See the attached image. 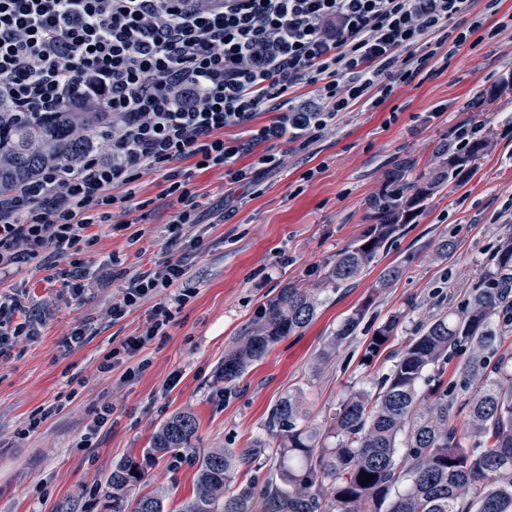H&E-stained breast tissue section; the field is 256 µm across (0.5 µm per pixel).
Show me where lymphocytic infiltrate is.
<instances>
[{
  "label": "lymphocytic infiltrate",
  "instance_id": "1",
  "mask_svg": "<svg viewBox=\"0 0 512 512\" xmlns=\"http://www.w3.org/2000/svg\"><path fill=\"white\" fill-rule=\"evenodd\" d=\"M473 0H0V100L16 112L111 113L103 150L59 164L0 198V267L49 253L70 257L74 294L84 291L85 230L138 209L130 184L161 173L179 238L198 221L193 169L220 168L224 182L260 195L244 154L279 168L285 140L309 146L360 102L377 107L395 85L439 74L443 48L477 47L503 23L466 21ZM317 105L296 104L299 85ZM270 122L254 126L259 113ZM244 126L247 141L225 128ZM193 168H183V161ZM180 259L128 273L113 318L152 302L151 324L124 358L169 327L189 302ZM15 296L0 294V357L32 338Z\"/></svg>",
  "mask_w": 512,
  "mask_h": 512
}]
</instances>
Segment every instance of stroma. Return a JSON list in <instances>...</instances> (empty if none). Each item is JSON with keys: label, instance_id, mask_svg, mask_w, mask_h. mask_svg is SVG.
<instances>
[{"label": "stroma", "instance_id": "obj_1", "mask_svg": "<svg viewBox=\"0 0 512 512\" xmlns=\"http://www.w3.org/2000/svg\"><path fill=\"white\" fill-rule=\"evenodd\" d=\"M471 14L506 28L477 48H462L441 74L397 87L380 108L354 106L308 147L279 144L285 162L259 171L261 195L228 191L221 170L196 172L202 217L184 226L177 245L167 244L170 212L158 199L160 175L149 172L132 185L145 209L131 212L128 224L86 230L82 296L61 274L65 259L0 270V290L18 298L36 330L0 359V512H112L107 479L129 459L140 472L133 493L163 491L175 512L192 493L194 459L265 436L269 413L284 395L303 394L311 422L324 431L351 392L372 389L392 362L380 355L366 364L362 355L390 315L404 317L388 342L394 349L432 316L462 304L480 272L493 269L500 240L512 235V91L487 112L470 106L477 93L512 80V0L494 7L475 0ZM480 119L490 145L466 176L435 188L359 277L322 292L312 320L225 394V354L258 326L281 288L318 287L337 253L370 224L371 204L389 173L401 168L409 177L431 178L448 160L452 127ZM220 208L229 216L217 224L213 212ZM444 238L455 243L446 256L438 252ZM116 257L132 273L184 259V286L193 297L175 311L165 335L104 374L102 357L142 335L150 315L145 304L112 319V300L123 285L112 276ZM393 265L402 267L401 278L378 287ZM366 301L372 308L357 335L320 361L343 320ZM82 325L88 328L83 345L68 348V333ZM186 409L199 422L194 448L150 454L160 424ZM35 415L42 423L27 432ZM90 432L92 447H81Z\"/></svg>", "mask_w": 512, "mask_h": 512}]
</instances>
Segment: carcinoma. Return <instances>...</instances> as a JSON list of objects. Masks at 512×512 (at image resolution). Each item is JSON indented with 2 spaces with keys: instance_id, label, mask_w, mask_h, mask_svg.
<instances>
[{
  "instance_id": "cac0c4a2",
  "label": "carcinoma",
  "mask_w": 512,
  "mask_h": 512,
  "mask_svg": "<svg viewBox=\"0 0 512 512\" xmlns=\"http://www.w3.org/2000/svg\"><path fill=\"white\" fill-rule=\"evenodd\" d=\"M112 126L109 112L20 113L0 103V196L36 180L62 162L75 163L94 151ZM487 141L448 154L439 179L407 182L402 205L376 204L373 223L340 251L322 285L339 288L359 276L441 181L456 182ZM370 248L363 249V246ZM496 271L480 274L477 288L459 309L423 324L389 352L394 360L375 390L351 393L329 429L334 443L320 442L307 424L302 395L288 394L272 408L267 437L247 448H214L197 460L192 495L178 512H512V357L497 355L493 319L512 325L501 303L512 290V237L498 245ZM371 302L355 309L336 331L330 348L355 336ZM311 290L283 288L266 308L262 323L224 355V392L284 336L313 317ZM396 314L374 329L364 353L374 360L398 332ZM468 354L457 379L446 378L458 354ZM469 393L458 404L459 391ZM428 403L424 412L418 404ZM464 426H458L461 409ZM199 423L189 410L169 417L152 438L151 451L166 454L197 441ZM258 464L263 480L237 482L239 469ZM135 462L112 469V512H168L159 494L131 496ZM371 475L360 484L362 473Z\"/></svg>"
}]
</instances>
